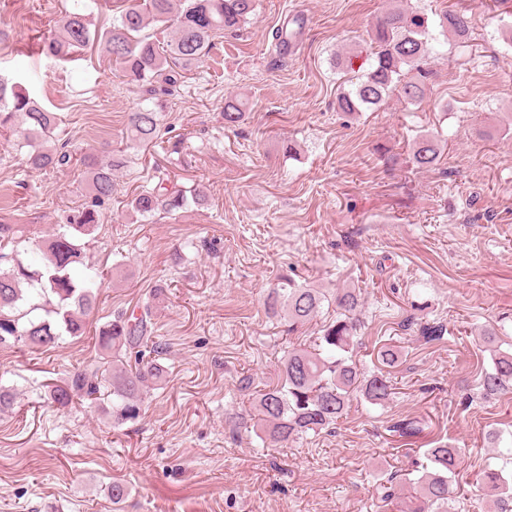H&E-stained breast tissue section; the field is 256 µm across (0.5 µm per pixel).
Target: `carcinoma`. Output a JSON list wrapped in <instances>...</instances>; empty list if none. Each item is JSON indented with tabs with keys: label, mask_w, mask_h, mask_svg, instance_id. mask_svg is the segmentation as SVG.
Masks as SVG:
<instances>
[{
	"label": "carcinoma",
	"mask_w": 512,
	"mask_h": 512,
	"mask_svg": "<svg viewBox=\"0 0 512 512\" xmlns=\"http://www.w3.org/2000/svg\"><path fill=\"white\" fill-rule=\"evenodd\" d=\"M255 0H137L110 24L91 31V21L79 4L65 11L58 30L46 41L50 55L67 60L73 53L95 43L119 66L122 77L138 85L148 96L170 93L182 83L184 72L203 57L212 39L221 31H236L255 16ZM171 29L169 44L162 47L147 33L152 24ZM443 36L466 40L470 34L468 16L447 10L438 17ZM428 18L417 10L394 7L376 19L372 29L368 67L356 82L336 97V110L352 116L377 109L395 97L413 104L423 100L430 75L427 59L431 53ZM245 104L235 98L224 100V127L233 128L244 120ZM57 115L45 109L28 91L0 78V136L23 129L28 147L26 164L41 171L71 161V152L52 144ZM127 138L137 147L154 143L160 133L156 110L140 107L127 113ZM441 153L440 140L422 136L415 141L413 163L420 169L432 167ZM88 186V198L71 211L64 224L42 241L40 258L24 262L4 253L15 244L21 228L0 224V346L19 343L30 349L52 348L63 336L79 338L94 320L97 294L93 277L77 273L83 264V240L94 238L104 211L112 202L114 173L121 161L97 154L79 158ZM194 204L204 207V188L187 189L158 178L151 188L139 191L130 201L131 210L147 222L173 214ZM336 305V319L322 329L315 347L293 348L282 362L277 384L258 391L257 426L264 440L285 447L310 434L336 424L353 396L371 405H383L394 395L391 377L379 372L366 374L353 352L361 329L358 295L351 288H338L328 296L308 283L282 277L270 289L267 309L288 321V331L303 326L323 305ZM153 303L138 310H120L98 327V344L105 352L101 365L75 370L64 382L48 386L49 403L67 408L77 399L96 400L101 390L112 396V417L118 422L136 419L147 383L163 376L158 346L153 341ZM492 348V367L481 378L486 396L512 389V347L503 350L498 337L483 332ZM378 361L392 368L401 359L395 345L378 351ZM490 447L506 449L512 461V432L495 430L488 434ZM460 449L430 448L420 476L404 484L389 475L381 486V497L400 512H457L451 476ZM482 484L494 491L491 512H512V483L503 470L484 472Z\"/></svg>",
	"instance_id": "1"
}]
</instances>
